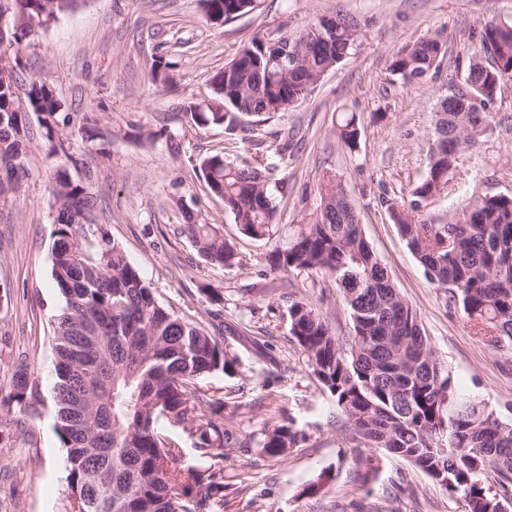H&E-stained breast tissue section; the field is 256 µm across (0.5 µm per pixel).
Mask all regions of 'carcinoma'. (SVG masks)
Here are the masks:
<instances>
[{
    "label": "carcinoma",
    "mask_w": 512,
    "mask_h": 512,
    "mask_svg": "<svg viewBox=\"0 0 512 512\" xmlns=\"http://www.w3.org/2000/svg\"><path fill=\"white\" fill-rule=\"evenodd\" d=\"M86 0H10L0 58H17L36 30L76 11ZM255 0H201L205 18L222 24L254 8ZM336 32L316 44L283 74L272 51L255 38L224 70L214 75L215 97L192 113L200 126L246 130L285 112V102L306 97L324 74L348 57L361 32L336 12ZM447 52L438 37L405 46L390 72L402 83L421 81ZM491 55L495 65L479 61ZM174 63L152 66L156 83L171 80ZM512 80V24L486 23L476 43L459 93L448 90L436 103L423 178L410 201H383L392 222L427 276L448 289V304L459 307L486 345L512 350V197H473L446 224L417 221L415 213L448 181L462 144L483 132L492 112H464L462 98H483L487 84ZM44 129L49 148L65 151L72 117L47 85L33 81L19 97V74L0 75V193L25 175L23 159L31 144L30 124ZM361 135L356 115L339 126L351 150ZM264 161L234 163L224 154L203 158L199 170L208 190L224 199V210L252 239L270 235L275 201L268 193ZM51 277L64 304L55 315L56 382L53 399L65 448V512H224V449L240 448L235 430L224 425V398L189 390L194 380L233 374L238 359L224 341L162 307L128 261L123 248L99 224H82L97 199L66 172L55 176ZM321 208L314 222L301 225L268 255L272 273L322 271L342 293L353 332L334 336L315 308L294 302L289 333L307 366L352 426L356 447L379 448L426 474L448 496L465 502L466 512H512V498L485 483L487 470L498 483H512V423L500 420L480 400L458 392L438 359L417 311L395 288L387 268L364 236L348 198L336 192V177L320 183ZM183 232L206 262L232 268L234 245L215 224L188 214ZM101 336V392H86L78 410L71 391L82 385L79 365L89 328ZM35 399L27 370L16 371L14 390L0 400L26 424ZM179 427L203 459L183 463V449L170 447L166 427ZM305 439L287 418L265 430L262 451L281 457ZM364 483L380 471L381 459H361Z\"/></svg>",
    "instance_id": "cac0c4a2"
}]
</instances>
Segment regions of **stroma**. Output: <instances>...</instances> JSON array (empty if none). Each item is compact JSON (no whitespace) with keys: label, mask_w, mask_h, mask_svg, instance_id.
<instances>
[{"label":"stroma","mask_w":512,"mask_h":512,"mask_svg":"<svg viewBox=\"0 0 512 512\" xmlns=\"http://www.w3.org/2000/svg\"><path fill=\"white\" fill-rule=\"evenodd\" d=\"M353 16L361 44L327 71L305 99L248 132L202 129L191 110L210 101L211 80L255 38L293 35L333 15ZM512 22V0H257L237 19L213 26L197 0H86L77 11L38 29L22 50V82L50 86L74 119L96 113L106 146L73 132L68 153L53 155L34 133L18 188L0 194V398L26 366L37 398L21 428L0 408V512H63L65 451L56 432L53 400L56 352L52 317L62 298L50 273L55 217L52 182L68 171L97 197L93 223L103 225L157 300L179 317L225 340L239 359L238 374L197 380L224 398V422L243 447L225 451L230 482L224 512H465L425 474L389 455L375 479L360 483L350 427L311 375L291 338L288 309L317 308L337 336L349 335V312L332 278L321 272L270 273L269 253L320 209L324 174L336 175L364 234L393 283L416 309L456 388L512 421V351L494 350L476 335L444 289L432 283L384 206L405 197L424 174L428 136L449 79L462 77L488 21ZM441 36L448 52L438 71L408 85L389 66L406 44ZM176 63L172 88L151 83L155 59ZM486 131L461 149L448 184L423 216L443 224L476 195H512V80L501 87ZM356 115L359 145L349 150L337 126ZM166 130L167 138L151 140ZM217 152L232 160L260 152L277 205L271 237L241 234L222 200L199 177L197 163ZM218 225L234 243L239 263L227 269L203 261L181 226V205ZM220 292L211 302L206 289ZM233 334H225V326ZM294 419L306 439L279 458L262 453L267 425ZM334 479L322 494L302 490L322 470Z\"/></svg>","instance_id":"1"}]
</instances>
